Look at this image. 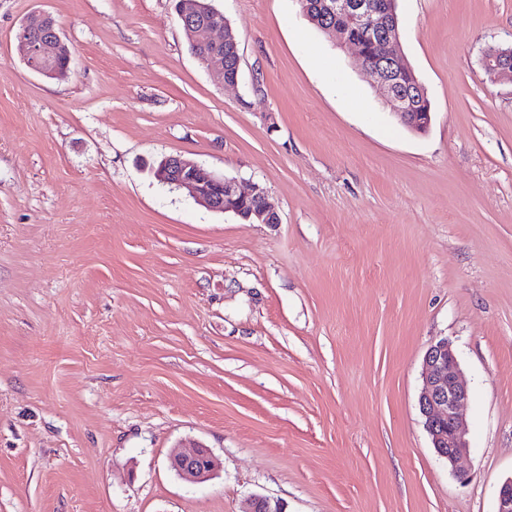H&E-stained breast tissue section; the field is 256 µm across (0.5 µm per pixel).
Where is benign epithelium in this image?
Masks as SVG:
<instances>
[{"label":"benign epithelium","mask_w":512,"mask_h":512,"mask_svg":"<svg viewBox=\"0 0 512 512\" xmlns=\"http://www.w3.org/2000/svg\"><path fill=\"white\" fill-rule=\"evenodd\" d=\"M396 0H324L323 8L340 16L346 25L325 28L336 36L341 45L355 50L361 67L372 75L380 90L384 104L391 114L408 129L415 130L419 123L428 127L430 113L417 120L416 113L407 111L408 94L392 76H400L409 69L401 49L399 37L386 36L377 43L378 58L370 62L364 42L352 38L347 32L361 30L372 37L394 12ZM175 13L186 22V31L192 45L208 49L205 55L195 54L207 65L218 83L233 87L240 77L241 61H236L234 72L224 75V46L238 49L232 28L222 12L213 8L208 0H178ZM24 60L29 68L50 78L61 79L69 74V66L61 65L63 57L71 58V50L59 35L56 21L48 14H39L27 21L21 29ZM481 67L493 79L512 78V45L489 46L482 50ZM157 177L177 188H186L201 206L218 212L240 214L246 206L261 224H278L280 217L258 186L247 191L238 188L236 181L224 175L206 172L197 162L182 156L164 158L156 171ZM418 406L423 425L438 457L446 460L457 478L464 481L467 473L458 468L467 456L469 444L462 426L460 411L469 398V389L462 377L452 344L446 339L433 341L427 349L421 372ZM172 469L183 479L196 482L211 475L214 459L209 449L195 445L189 451L170 456ZM245 512H285L282 504L271 503L264 497L250 499ZM496 512H512V477L500 487Z\"/></svg>","instance_id":"7a95c632"}]
</instances>
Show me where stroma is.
<instances>
[{
	"instance_id": "obj_1",
	"label": "stroma",
	"mask_w": 512,
	"mask_h": 512,
	"mask_svg": "<svg viewBox=\"0 0 512 512\" xmlns=\"http://www.w3.org/2000/svg\"><path fill=\"white\" fill-rule=\"evenodd\" d=\"M215 82L172 0H0V512H496L512 476V0H398L432 123L410 131L297 0H211ZM51 15L73 64L24 61ZM263 188L276 224L151 168ZM452 343L460 482L417 405ZM198 442L219 463L170 466ZM174 10L178 15V23L184 31L185 25L181 19L186 22V31L191 44L195 47L201 45L209 50L205 55L196 52L192 54L207 65L219 84L227 87L237 85L240 77L241 56L232 28L224 14L213 8L207 0H179ZM224 45L233 47L237 56L234 72L229 75L225 73L226 77L224 69L232 68L234 58L224 54ZM48 34L47 38H43ZM24 60L29 68L50 78L61 79L69 74L71 50L59 35L56 21L48 14H39L27 21L21 29ZM62 57L67 65L60 64ZM481 67L494 80L502 77L512 79V44L489 46L482 50ZM189 451L175 452L170 456L172 469L183 479L196 482L211 475L214 470V459L209 449L202 445H194Z\"/></svg>"
}]
</instances>
